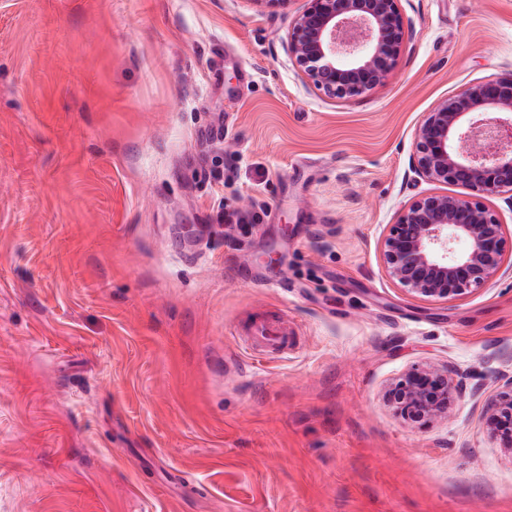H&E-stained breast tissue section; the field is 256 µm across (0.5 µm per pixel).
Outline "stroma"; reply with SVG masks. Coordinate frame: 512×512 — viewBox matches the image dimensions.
Wrapping results in <instances>:
<instances>
[{
  "instance_id": "stroma-1",
  "label": "stroma",
  "mask_w": 512,
  "mask_h": 512,
  "mask_svg": "<svg viewBox=\"0 0 512 512\" xmlns=\"http://www.w3.org/2000/svg\"><path fill=\"white\" fill-rule=\"evenodd\" d=\"M306 4L0 0V512H512V275L427 301L379 255L424 113L512 73V0H401L351 100L288 59ZM282 312L287 356L239 345ZM420 360L465 387L424 431L382 402ZM483 427L488 436L512 455V375L499 376L498 388L484 410Z\"/></svg>"
}]
</instances>
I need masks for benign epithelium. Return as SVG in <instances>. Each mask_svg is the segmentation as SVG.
<instances>
[{"label":"benign epithelium","mask_w":512,"mask_h":512,"mask_svg":"<svg viewBox=\"0 0 512 512\" xmlns=\"http://www.w3.org/2000/svg\"><path fill=\"white\" fill-rule=\"evenodd\" d=\"M407 40L399 0H307L286 46L297 73L325 97L349 99L384 83ZM411 168L426 182L462 185L469 194L411 201L381 240L386 276L411 297L453 301L512 271V239L485 204L506 193L512 200V75L467 84L426 113ZM461 394L447 366L422 360L383 399L407 425L427 429L448 419ZM483 427L512 455V375L499 376Z\"/></svg>","instance_id":"1"}]
</instances>
